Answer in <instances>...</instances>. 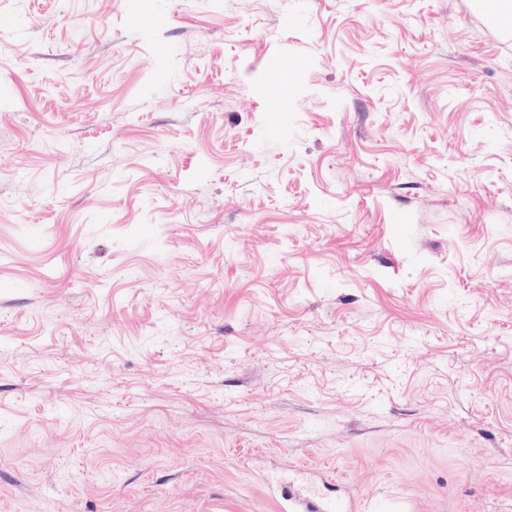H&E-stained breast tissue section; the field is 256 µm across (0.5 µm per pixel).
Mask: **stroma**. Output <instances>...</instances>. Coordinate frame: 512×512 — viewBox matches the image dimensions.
Masks as SVG:
<instances>
[{
	"label": "stroma",
	"mask_w": 512,
	"mask_h": 512,
	"mask_svg": "<svg viewBox=\"0 0 512 512\" xmlns=\"http://www.w3.org/2000/svg\"><path fill=\"white\" fill-rule=\"evenodd\" d=\"M471 3L0 0V512H280L303 464L512 512V40Z\"/></svg>",
	"instance_id": "35a3bbf8"
}]
</instances>
